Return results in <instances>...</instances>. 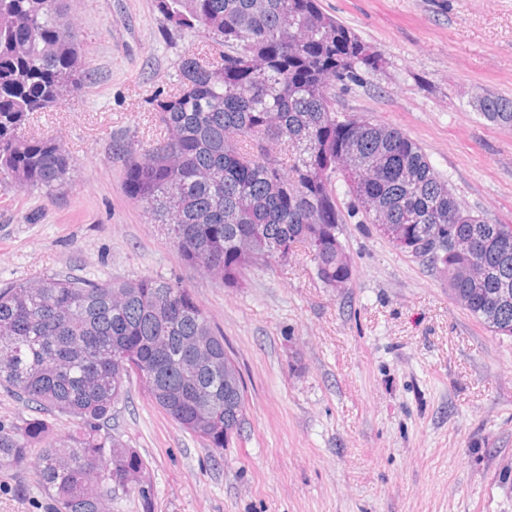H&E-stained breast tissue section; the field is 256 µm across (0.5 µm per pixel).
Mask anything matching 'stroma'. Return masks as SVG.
Masks as SVG:
<instances>
[{"mask_svg":"<svg viewBox=\"0 0 512 512\" xmlns=\"http://www.w3.org/2000/svg\"><path fill=\"white\" fill-rule=\"evenodd\" d=\"M384 59L337 92L338 111L402 129L462 204L512 225V128L475 108L512 96V0H321ZM82 32L83 91L34 113L73 160L56 201L0 187V287L42 276H150L190 288L246 384V423L211 453L139 379L110 435L144 459L150 499L112 512H512V339L454 302L428 264L374 225L340 238L347 288L303 254L227 287L189 266L124 190L116 141L149 142L181 56L209 43L173 32L156 0H65ZM34 468L0 470V512H51Z\"/></svg>","mask_w":512,"mask_h":512,"instance_id":"obj_1","label":"stroma"}]
</instances>
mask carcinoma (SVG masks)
<instances>
[{"instance_id":"cac0c4a2","label":"carcinoma","mask_w":512,"mask_h":512,"mask_svg":"<svg viewBox=\"0 0 512 512\" xmlns=\"http://www.w3.org/2000/svg\"><path fill=\"white\" fill-rule=\"evenodd\" d=\"M172 27L202 31L219 58L182 56L177 91L156 104L163 135L114 144L126 194L142 204L183 260L224 285L243 270L303 252L328 288L352 263L340 240L352 218L407 253L448 224L463 246L429 265L452 299L512 337V238L464 207L422 147L400 129L335 109L336 86L382 63L320 0H158ZM83 42L60 0H0V185L53 200L72 159L55 139L24 133L30 116L83 88ZM512 128V98L476 103ZM156 405L215 454L242 429L245 385L224 335L192 291L141 277L97 282L42 277L0 288V387L41 411L0 423V469L39 449L38 482L53 512H106L144 477L139 452L103 432L130 374ZM78 428L50 438L53 416Z\"/></svg>"}]
</instances>
